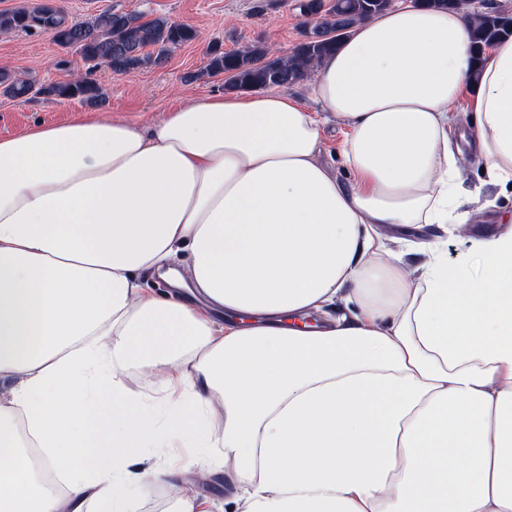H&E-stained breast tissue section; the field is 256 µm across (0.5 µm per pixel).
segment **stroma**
Listing matches in <instances>:
<instances>
[{"label": "stroma", "mask_w": 512, "mask_h": 512, "mask_svg": "<svg viewBox=\"0 0 512 512\" xmlns=\"http://www.w3.org/2000/svg\"><path fill=\"white\" fill-rule=\"evenodd\" d=\"M70 16L82 20L113 8L153 19L158 16L193 26L196 41L176 48L167 61L125 74L100 68L89 70L79 53L62 50L46 34L0 35V68L21 76H32L49 84L92 72L104 92L100 112L141 124L161 117L168 108L204 96L223 92L219 79L186 81L185 75L205 64L206 46L216 42L224 50H236L255 43L275 42L280 54H288L301 41L308 20L295 8L296 0H58ZM85 106L76 101L40 97L20 104L0 95V138L17 135L40 125H53L78 118ZM321 160L342 180H352L342 162L348 128L334 115L322 117ZM461 189L458 202L468 220L459 224H423L414 230L418 240L437 241L449 262L465 254L474 241L512 230V188L494 181L483 172L479 161L469 155L458 158ZM188 474L206 478V485L174 497L169 485L153 484L149 492L133 503V512H173L176 500H183L189 512H227L229 500L242 490L227 473L197 464Z\"/></svg>", "instance_id": "1"}]
</instances>
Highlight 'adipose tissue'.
Returning <instances> with one entry per match:
<instances>
[{
    "instance_id": "obj_1",
    "label": "adipose tissue",
    "mask_w": 512,
    "mask_h": 512,
    "mask_svg": "<svg viewBox=\"0 0 512 512\" xmlns=\"http://www.w3.org/2000/svg\"><path fill=\"white\" fill-rule=\"evenodd\" d=\"M464 96L512 183V36L480 65L469 9L394 0L307 100L214 94L144 128L88 114L0 139V512H131L180 474L135 476V456L174 448L227 471L243 512H512V233L453 264L427 244L415 281L376 233L447 223ZM322 111L354 181L319 160ZM132 365L160 400L127 391Z\"/></svg>"
}]
</instances>
